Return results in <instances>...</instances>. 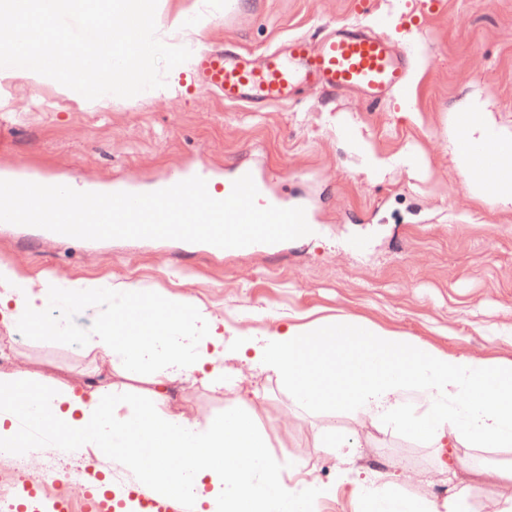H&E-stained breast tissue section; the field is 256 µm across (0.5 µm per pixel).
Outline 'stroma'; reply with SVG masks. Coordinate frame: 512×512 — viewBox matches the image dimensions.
<instances>
[{
	"instance_id": "obj_1",
	"label": "stroma",
	"mask_w": 512,
	"mask_h": 512,
	"mask_svg": "<svg viewBox=\"0 0 512 512\" xmlns=\"http://www.w3.org/2000/svg\"><path fill=\"white\" fill-rule=\"evenodd\" d=\"M162 0L173 18L209 8L213 16L189 52L231 43L259 54L293 36L320 38L326 26L369 22L382 15V35L410 47L409 96L376 107L345 92L306 90L253 111L230 105L198 84L192 70L173 68L179 89L162 102L149 93L109 96L88 108L55 83L31 85L0 69V177L43 174L73 189L129 183L154 186L170 170L190 167L231 176L250 162L270 186L314 212L311 234L260 249L213 255L184 241L108 239L59 245L30 226L0 225V266L25 280L177 294L224 323L225 336L249 325L261 335L290 324L347 314L399 331L445 351L464 348L512 360V209L470 198L448 151V116L478 97L512 127V0ZM393 162L371 175L357 145ZM68 338L0 324V357L12 370L44 384L79 386L101 365L82 337L93 335L100 308L53 301ZM241 402L255 407L266 454L286 485L318 480L335 493L311 512H357L351 481L315 446L329 426L359 444L354 472L400 483L406 496L444 500L449 471L512 465V448H435L398 432L362 427L343 415L301 416L284 425L288 394L274 375L259 372L237 393L199 381L175 384L169 405L199 427Z\"/></svg>"
}]
</instances>
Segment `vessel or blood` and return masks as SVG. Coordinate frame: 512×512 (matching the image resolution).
<instances>
[{"label": "vessel or blood", "mask_w": 512, "mask_h": 512, "mask_svg": "<svg viewBox=\"0 0 512 512\" xmlns=\"http://www.w3.org/2000/svg\"><path fill=\"white\" fill-rule=\"evenodd\" d=\"M406 49L358 23H340L320 40L290 38L282 49L254 58L249 52L227 47L197 57L195 77L221 96L225 103L255 110L287 100L299 85L326 91H347L382 104L408 83ZM472 165L487 182L499 177L492 150L471 151ZM123 501L111 493L87 488L80 503L57 497L54 512H122Z\"/></svg>", "instance_id": "vessel-or-blood-1"}]
</instances>
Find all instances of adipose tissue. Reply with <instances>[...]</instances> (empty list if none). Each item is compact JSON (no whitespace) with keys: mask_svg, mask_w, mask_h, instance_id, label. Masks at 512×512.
Here are the masks:
<instances>
[{"mask_svg":"<svg viewBox=\"0 0 512 512\" xmlns=\"http://www.w3.org/2000/svg\"><path fill=\"white\" fill-rule=\"evenodd\" d=\"M466 125L448 120V147L458 169L471 171L470 149H495L504 178L486 183L470 179L474 198L512 206V130L497 125L475 99L462 102ZM55 282L34 285L0 267V319L22 327L36 324L42 334L63 333L61 324L41 318L56 297ZM117 303L110 321L84 341L101 353L113 371L142 376L150 398L137 412L113 384L35 389L24 373L0 378V447L27 446L29 433L18 425L21 411L44 415L45 431L63 443L97 439L92 450L125 449V458L143 470L155 490L172 497L199 492L220 501L224 512H262L278 499L289 512H305L307 501L294 497L271 467L252 415L234 407L223 420L199 429L186 417L168 412L163 402L170 385L200 377L221 391L239 386L254 371L272 373L288 391L296 412H339L359 425L371 424L411 434L444 448L512 447V361H495L460 349L443 352L406 334L372 327L347 315L324 323L292 324L262 336L245 329L224 338L211 313L179 296L158 297L135 289L112 291ZM137 315H130L131 306ZM236 361L225 371V361ZM428 409L417 414L415 399ZM453 492L444 501L406 498L381 481L355 484L360 512H466L469 485L449 473Z\"/></svg>","mask_w":512,"mask_h":512,"instance_id":"adipose-tissue-1","label":"adipose tissue"}]
</instances>
